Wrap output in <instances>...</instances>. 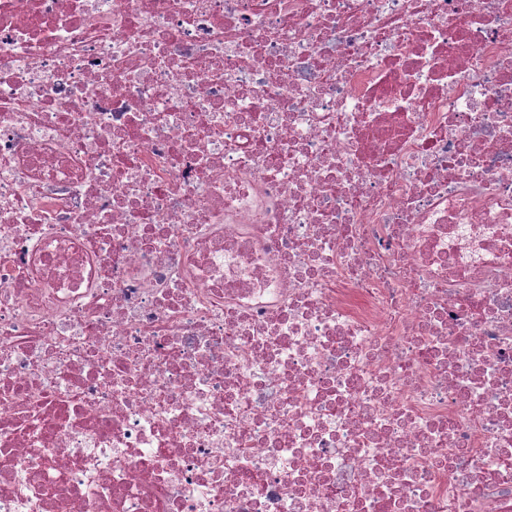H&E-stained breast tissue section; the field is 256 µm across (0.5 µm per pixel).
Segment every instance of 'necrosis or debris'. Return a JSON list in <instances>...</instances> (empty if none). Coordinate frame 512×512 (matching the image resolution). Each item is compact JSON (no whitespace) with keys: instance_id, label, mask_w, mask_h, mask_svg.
<instances>
[{"instance_id":"4bbe7bcc","label":"necrosis or debris","mask_w":512,"mask_h":512,"mask_svg":"<svg viewBox=\"0 0 512 512\" xmlns=\"http://www.w3.org/2000/svg\"><path fill=\"white\" fill-rule=\"evenodd\" d=\"M0 512H512V0H0Z\"/></svg>"}]
</instances>
